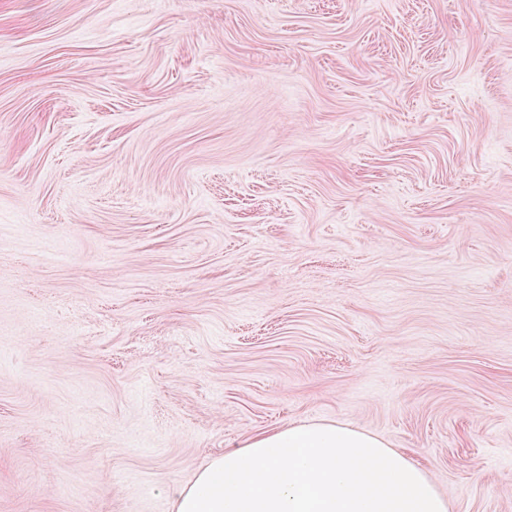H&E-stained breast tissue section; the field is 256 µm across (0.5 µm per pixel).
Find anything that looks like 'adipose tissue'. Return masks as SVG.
<instances>
[{"label": "adipose tissue", "mask_w": 512, "mask_h": 512, "mask_svg": "<svg viewBox=\"0 0 512 512\" xmlns=\"http://www.w3.org/2000/svg\"><path fill=\"white\" fill-rule=\"evenodd\" d=\"M173 512H451L428 471L340 422H298L212 458Z\"/></svg>", "instance_id": "ef3b65f1"}]
</instances>
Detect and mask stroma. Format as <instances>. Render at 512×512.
Returning a JSON list of instances; mask_svg holds the SVG:
<instances>
[{
	"label": "stroma",
	"instance_id": "stroma-1",
	"mask_svg": "<svg viewBox=\"0 0 512 512\" xmlns=\"http://www.w3.org/2000/svg\"><path fill=\"white\" fill-rule=\"evenodd\" d=\"M299 420L512 512V0H0V512Z\"/></svg>",
	"mask_w": 512,
	"mask_h": 512
}]
</instances>
